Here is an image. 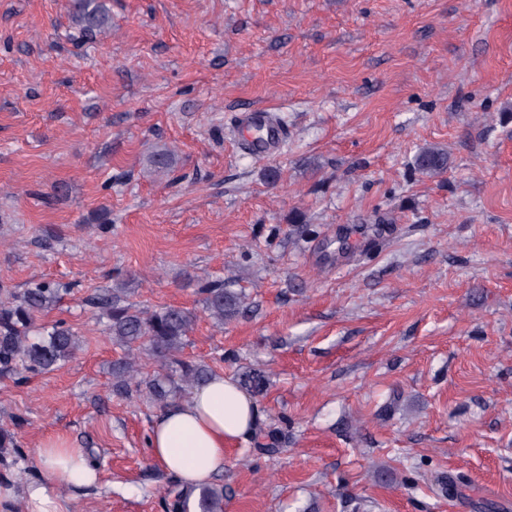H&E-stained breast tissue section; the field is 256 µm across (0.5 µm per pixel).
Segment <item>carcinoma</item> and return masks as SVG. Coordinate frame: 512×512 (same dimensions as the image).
Wrapping results in <instances>:
<instances>
[{
  "mask_svg": "<svg viewBox=\"0 0 512 512\" xmlns=\"http://www.w3.org/2000/svg\"><path fill=\"white\" fill-rule=\"evenodd\" d=\"M109 8L104 0H74L73 22L84 36H92L108 25ZM414 167L433 176L448 168V153L436 146L421 149ZM131 283L119 281L104 292L89 298L108 320V330L128 355L112 363V378L118 391H125L141 374L135 351H145L157 364V370L145 380L151 399L166 406L180 392V385H200L212 375L204 365L178 358L196 315L181 307L165 306L142 310L129 301ZM198 293L203 295L204 312L219 326L240 313L244 295L224 286L220 279L202 278ZM60 285L38 282L22 292L0 283V375L20 371L45 373L59 367L78 350L72 329L63 322L34 333L39 316L57 303ZM198 512H224V494L212 487L198 493Z\"/></svg>",
  "mask_w": 512,
  "mask_h": 512,
  "instance_id": "cac0c4a2",
  "label": "carcinoma"
}]
</instances>
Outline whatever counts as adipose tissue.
Returning a JSON list of instances; mask_svg holds the SVG:
<instances>
[{
    "label": "adipose tissue",
    "instance_id": "ef3b65f1",
    "mask_svg": "<svg viewBox=\"0 0 512 512\" xmlns=\"http://www.w3.org/2000/svg\"><path fill=\"white\" fill-rule=\"evenodd\" d=\"M259 421L255 400L219 373L156 417L148 452L184 488L196 490L223 472L227 449L246 441ZM37 461L46 480L28 485V512H69L60 490H84L98 482L95 465L69 441H42Z\"/></svg>",
    "mask_w": 512,
    "mask_h": 512
}]
</instances>
